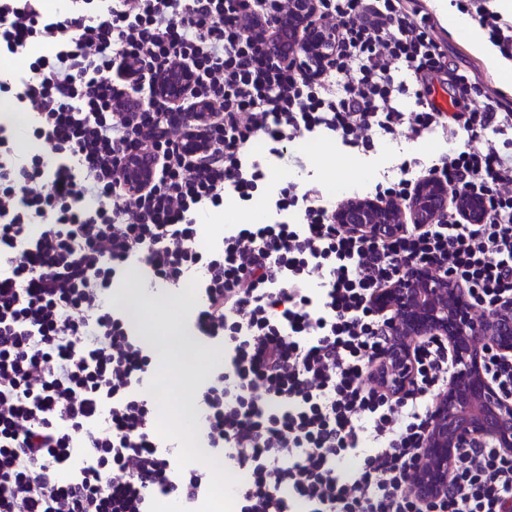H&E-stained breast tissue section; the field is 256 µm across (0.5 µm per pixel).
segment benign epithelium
Returning <instances> with one entry per match:
<instances>
[{"label": "benign epithelium", "instance_id": "1", "mask_svg": "<svg viewBox=\"0 0 512 512\" xmlns=\"http://www.w3.org/2000/svg\"><path fill=\"white\" fill-rule=\"evenodd\" d=\"M317 0H290L288 10L277 14L273 25L296 31L299 41L288 62L307 70L325 64L336 54L335 33L317 21ZM195 74L184 71L176 80L166 70L154 76V97L174 103L189 92ZM127 188H147L150 171L138 157L126 160ZM448 202V185L429 180L417 188L409 206L383 204L372 198H351L336 209L338 224H363L383 234L414 220L432 221ZM456 202L469 223L479 221L488 200L483 195L460 193ZM377 304L397 315L395 341L384 356L377 377L388 390L401 389L411 369L405 342L411 336L430 334L449 338L456 372L440 397L430 433L423 448L424 464L414 476L415 493L426 500L446 494L448 476L459 451L472 442L491 440L496 447L512 452V400L500 394L487 377L482 363V346L512 354V308L498 310L482 321L475 320L470 297L449 277H438L427 266L413 268L392 287L380 293Z\"/></svg>", "mask_w": 512, "mask_h": 512}]
</instances>
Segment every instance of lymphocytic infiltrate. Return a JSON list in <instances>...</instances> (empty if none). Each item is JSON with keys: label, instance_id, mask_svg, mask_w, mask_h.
Masks as SVG:
<instances>
[{"label": "lymphocytic infiltrate", "instance_id": "f902f5d3", "mask_svg": "<svg viewBox=\"0 0 512 512\" xmlns=\"http://www.w3.org/2000/svg\"><path fill=\"white\" fill-rule=\"evenodd\" d=\"M336 55L317 79L260 54L247 26L288 0H0V56L53 43L0 97L31 120L0 119V512H154L157 497L194 506L200 475L176 469L153 430L142 384L153 353L105 297L131 260L144 277L200 298L192 320L222 347L200 413L204 443L245 473L233 512H512V453L461 449L447 494L413 490L437 398L455 372L447 338L413 340L399 393L373 378L394 338L376 294L424 264L469 294L478 318L512 303V101L449 71L423 0H319ZM196 73L183 124L139 88L160 69ZM416 77V87L395 73ZM450 74V106L429 98ZM413 95L414 108L402 103ZM204 130L207 148L189 151ZM328 132L371 149L375 136L449 131L474 141L399 179L383 203L408 204L440 179L489 207L465 223L456 203L386 238L336 223L337 201L281 185L276 221L235 224L202 245L200 218L226 194L249 201L265 157L297 134ZM53 156L18 148L20 135ZM262 140L265 157L251 151ZM158 158L151 186L125 187L127 157ZM301 219L287 221L293 210Z\"/></svg>", "mask_w": 512, "mask_h": 512}]
</instances>
